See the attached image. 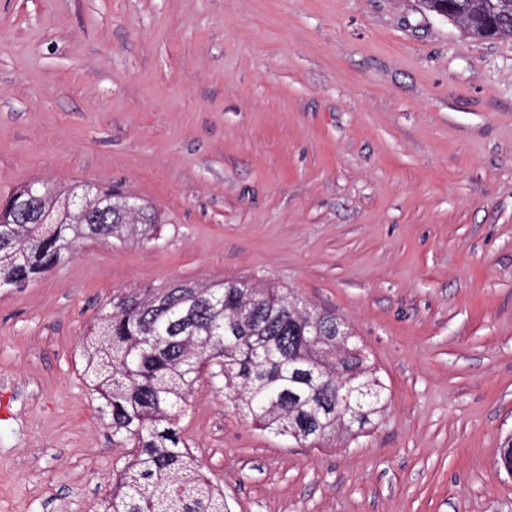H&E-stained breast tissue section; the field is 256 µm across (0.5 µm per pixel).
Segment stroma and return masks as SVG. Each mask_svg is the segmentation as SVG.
Masks as SVG:
<instances>
[{
	"instance_id": "1",
	"label": "stroma",
	"mask_w": 512,
	"mask_h": 512,
	"mask_svg": "<svg viewBox=\"0 0 512 512\" xmlns=\"http://www.w3.org/2000/svg\"><path fill=\"white\" fill-rule=\"evenodd\" d=\"M114 184L164 223L0 287V512H104L82 374L112 296L250 276L334 311L389 400L313 448L198 382L230 512H512V41L419 0H0V195Z\"/></svg>"
}]
</instances>
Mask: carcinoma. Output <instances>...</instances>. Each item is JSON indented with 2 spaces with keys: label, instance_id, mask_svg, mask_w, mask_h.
Masks as SVG:
<instances>
[{
  "label": "carcinoma",
  "instance_id": "carcinoma-1",
  "mask_svg": "<svg viewBox=\"0 0 512 512\" xmlns=\"http://www.w3.org/2000/svg\"><path fill=\"white\" fill-rule=\"evenodd\" d=\"M430 12L447 11L471 37L512 39V0H425ZM31 184L0 196V284H25L72 256L66 243L154 240L163 223L148 203L113 222L112 211L90 223L61 215V199L78 185L41 186L39 222L23 219ZM249 278L180 282L120 294L106 304L87 338L83 375L111 415L112 437L132 448L117 471L105 512H227L224 491L203 472L181 436L180 419L195 384L207 377L224 389L259 429L321 446L350 425L364 433L387 406L379 399L348 404L336 386L354 371L376 373L354 342L336 356L327 327L335 313L308 306L295 312L269 284L259 297Z\"/></svg>",
  "mask_w": 512,
  "mask_h": 512
}]
</instances>
